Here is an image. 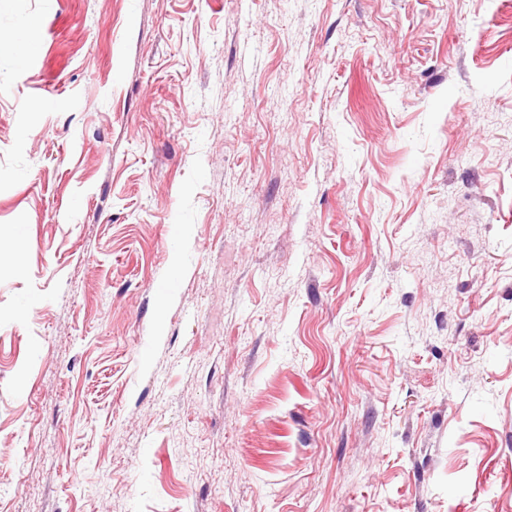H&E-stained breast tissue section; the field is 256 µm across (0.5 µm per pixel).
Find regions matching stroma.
I'll use <instances>...</instances> for the list:
<instances>
[{"mask_svg":"<svg viewBox=\"0 0 512 512\" xmlns=\"http://www.w3.org/2000/svg\"><path fill=\"white\" fill-rule=\"evenodd\" d=\"M0 512H512V0H0Z\"/></svg>","mask_w":512,"mask_h":512,"instance_id":"35a3bbf8","label":"stroma"}]
</instances>
